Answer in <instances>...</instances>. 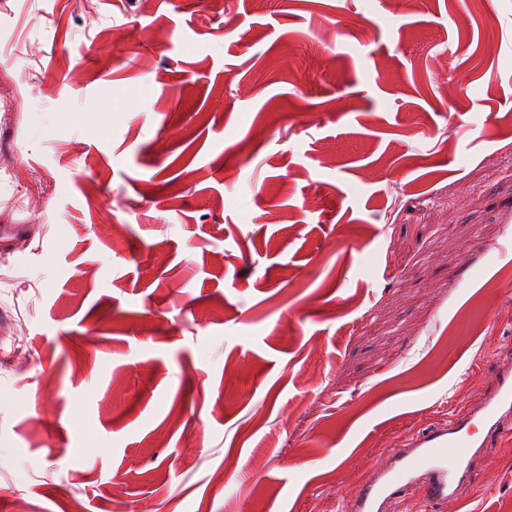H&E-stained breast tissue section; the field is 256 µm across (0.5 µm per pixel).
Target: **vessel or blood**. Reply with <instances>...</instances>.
Instances as JSON below:
<instances>
[{
  "label": "vessel or blood",
  "instance_id": "vessel-or-blood-1",
  "mask_svg": "<svg viewBox=\"0 0 512 512\" xmlns=\"http://www.w3.org/2000/svg\"><path fill=\"white\" fill-rule=\"evenodd\" d=\"M512 419V363L500 365L492 391L474 409L428 425L406 437L386 465L372 471L348 503V512H395L401 487L391 474L405 473L435 503L455 499L471 477L472 463L489 437Z\"/></svg>",
  "mask_w": 512,
  "mask_h": 512
}]
</instances>
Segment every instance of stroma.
<instances>
[{"instance_id": "obj_1", "label": "stroma", "mask_w": 512, "mask_h": 512, "mask_svg": "<svg viewBox=\"0 0 512 512\" xmlns=\"http://www.w3.org/2000/svg\"><path fill=\"white\" fill-rule=\"evenodd\" d=\"M4 224L0 512H342L512 348V0H0Z\"/></svg>"}]
</instances>
